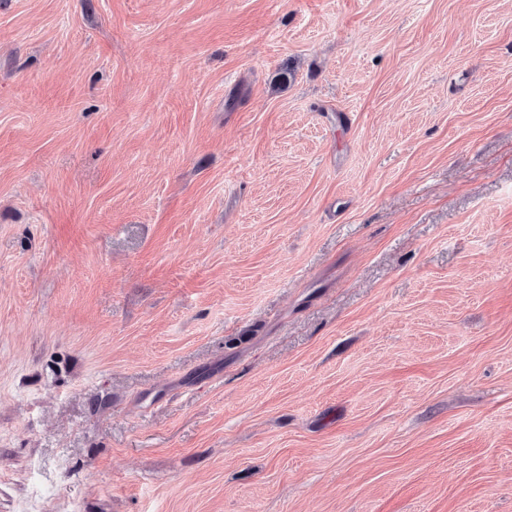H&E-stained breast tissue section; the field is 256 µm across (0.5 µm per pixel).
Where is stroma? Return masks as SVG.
<instances>
[{
    "instance_id": "35a3bbf8",
    "label": "stroma",
    "mask_w": 512,
    "mask_h": 512,
    "mask_svg": "<svg viewBox=\"0 0 512 512\" xmlns=\"http://www.w3.org/2000/svg\"><path fill=\"white\" fill-rule=\"evenodd\" d=\"M0 512H512V0H0Z\"/></svg>"
}]
</instances>
